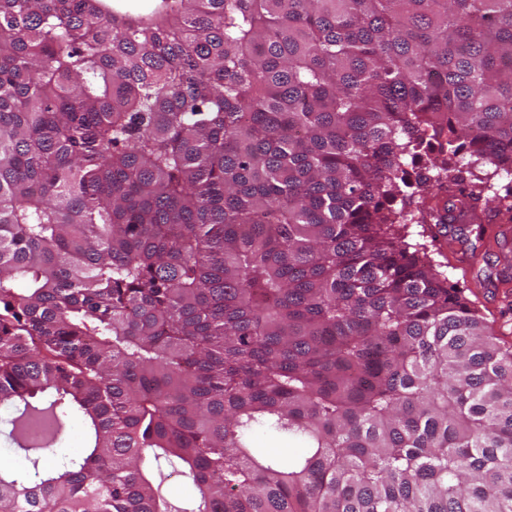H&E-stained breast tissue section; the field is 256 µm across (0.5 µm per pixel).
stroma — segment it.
I'll use <instances>...</instances> for the list:
<instances>
[{"label": "stroma", "mask_w": 512, "mask_h": 512, "mask_svg": "<svg viewBox=\"0 0 512 512\" xmlns=\"http://www.w3.org/2000/svg\"><path fill=\"white\" fill-rule=\"evenodd\" d=\"M478 222L458 229L445 228V240H438L432 225L411 224L407 227L409 243L426 244L428 255L438 271L449 282L464 288L468 298L492 325L500 341L512 345V262L503 257L512 253V232L492 234L486 223L490 217L486 208H478Z\"/></svg>", "instance_id": "35a3bbf8"}]
</instances>
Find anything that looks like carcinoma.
<instances>
[{
	"instance_id": "obj_1",
	"label": "carcinoma",
	"mask_w": 512,
	"mask_h": 512,
	"mask_svg": "<svg viewBox=\"0 0 512 512\" xmlns=\"http://www.w3.org/2000/svg\"><path fill=\"white\" fill-rule=\"evenodd\" d=\"M431 136L444 211L503 203L471 167L512 174V0H0V407L34 471L0 461V512H512V348L393 206ZM87 435V424L81 417L71 420L69 433L65 440L53 448L55 455L46 461L47 465H52L58 458L73 455L84 449ZM159 472L164 476L163 491L165 495L176 503H182L193 495V486L188 478L179 471H174L173 467L164 461H161L159 467L155 464L154 474L159 481Z\"/></svg>"
}]
</instances>
